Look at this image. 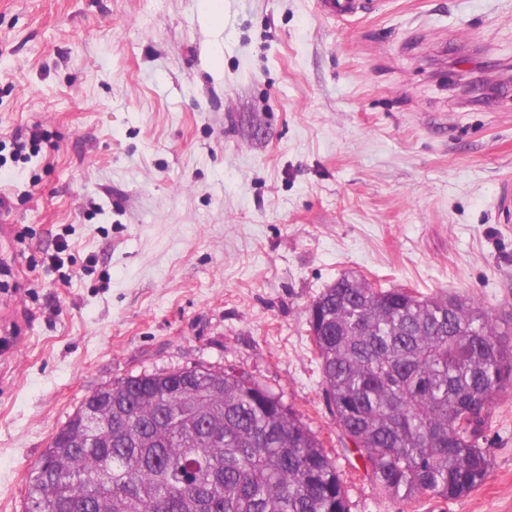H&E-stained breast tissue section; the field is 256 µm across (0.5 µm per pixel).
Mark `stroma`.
Masks as SVG:
<instances>
[{"mask_svg":"<svg viewBox=\"0 0 512 512\" xmlns=\"http://www.w3.org/2000/svg\"><path fill=\"white\" fill-rule=\"evenodd\" d=\"M496 62L495 96L437 80ZM512 0H0V512L101 386L234 367L336 463L350 512H512V387L476 491L378 493L323 394L309 307L342 273L512 322ZM38 127L22 157L17 131ZM67 242L63 263L48 254ZM321 11L338 17H348L356 15L363 8L361 0H319Z\"/></svg>","mask_w":512,"mask_h":512,"instance_id":"35a3bbf8","label":"stroma"}]
</instances>
